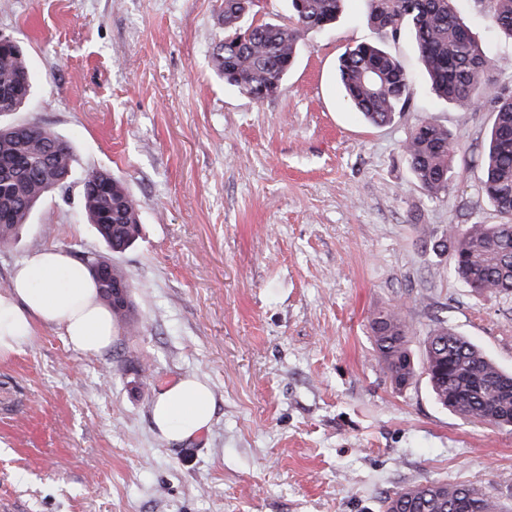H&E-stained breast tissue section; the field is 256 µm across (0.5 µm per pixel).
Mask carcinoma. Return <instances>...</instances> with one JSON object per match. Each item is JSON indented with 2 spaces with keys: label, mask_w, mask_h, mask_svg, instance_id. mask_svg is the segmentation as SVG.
<instances>
[{
  "label": "carcinoma",
  "mask_w": 512,
  "mask_h": 512,
  "mask_svg": "<svg viewBox=\"0 0 512 512\" xmlns=\"http://www.w3.org/2000/svg\"><path fill=\"white\" fill-rule=\"evenodd\" d=\"M487 8L498 33L512 40V0H477ZM343 0H290V25L250 20L254 0H222L224 41L214 60L224 82L256 101L275 96L295 60L301 34L332 26ZM370 19L396 40L414 39L438 97L470 110L489 99L494 119L480 163L482 190L500 216L498 224H450L430 230L444 252L453 242L452 273L479 293L512 298V92L491 87L486 54L460 17L454 0H370ZM339 78L354 109L369 122L392 121L405 110L410 77L401 62L377 44L345 50ZM32 93L25 55L0 48V106L17 112ZM412 175L430 195L448 192L457 177L455 147L444 127L424 120L403 142ZM69 142L38 126L21 135L0 120V248L13 245L32 211L49 193L63 188L59 178L73 172ZM102 181L92 170L82 181V208L88 223L111 253H123L141 235L139 205L124 178L109 173ZM108 280H97L101 299L113 318L125 324L131 301L118 305L112 285L130 283L126 271L110 262ZM378 363L397 389L408 385L417 368L409 349L410 328L400 306L374 312L370 319ZM427 376L435 401L460 417L493 428H512V374L502 371L467 338L438 321L424 341ZM383 512H512L500 499L471 485L425 481L384 497Z\"/></svg>",
  "instance_id": "1"
}]
</instances>
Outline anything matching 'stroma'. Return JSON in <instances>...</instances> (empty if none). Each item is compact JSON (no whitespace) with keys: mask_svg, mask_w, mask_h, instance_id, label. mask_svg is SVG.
Masks as SVG:
<instances>
[{"mask_svg":"<svg viewBox=\"0 0 512 512\" xmlns=\"http://www.w3.org/2000/svg\"><path fill=\"white\" fill-rule=\"evenodd\" d=\"M455 8L496 63L494 88L512 90V41L475 0ZM368 14L345 0L332 27L304 32L279 93L258 102L214 65L221 0H0V34L34 77L12 119L74 151L66 190L0 248V290L38 249L105 253L81 205L89 169L127 181L142 224L114 257L132 324L109 349L82 354L42 328L0 363V512H381L425 480L512 505V430L443 409L424 374L396 389L368 324L400 304L415 358L440 319L512 371V299L473 292L426 239L500 221L475 164L492 105L438 99L412 40H384ZM379 42L412 84L406 111L377 126L336 69L346 47ZM424 119L447 128L462 171L437 197L401 151ZM187 375L210 385L214 417L177 448L151 404Z\"/></svg>","mask_w":512,"mask_h":512,"instance_id":"35a3bbf8","label":"stroma"}]
</instances>
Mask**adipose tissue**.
<instances>
[{
	"label": "adipose tissue",
	"instance_id": "adipose-tissue-1",
	"mask_svg": "<svg viewBox=\"0 0 512 512\" xmlns=\"http://www.w3.org/2000/svg\"><path fill=\"white\" fill-rule=\"evenodd\" d=\"M61 331L68 345L98 354L112 345L114 319L102 304L88 268L57 248L27 256L0 291V362L23 352L38 328ZM214 397L208 384L185 376L156 394L151 409L159 434L174 444L199 437L211 424Z\"/></svg>",
	"mask_w": 512,
	"mask_h": 512
}]
</instances>
